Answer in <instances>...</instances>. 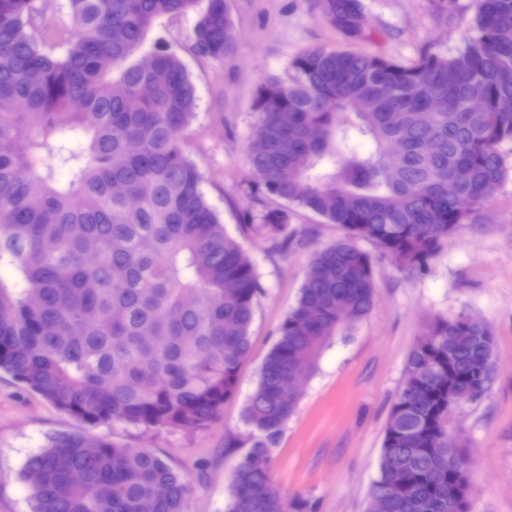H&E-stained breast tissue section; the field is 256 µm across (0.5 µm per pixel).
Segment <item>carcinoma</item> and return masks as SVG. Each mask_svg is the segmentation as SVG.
I'll list each match as a JSON object with an SVG mask.
<instances>
[{
  "mask_svg": "<svg viewBox=\"0 0 512 512\" xmlns=\"http://www.w3.org/2000/svg\"><path fill=\"white\" fill-rule=\"evenodd\" d=\"M69 0L59 56L33 34L36 0H0V372L89 425L204 428L237 391L261 283L202 191L181 132L197 98L170 48H145L155 19L197 13L196 55L221 60L224 0ZM362 34L359 0H320ZM476 37L452 58L405 65L307 50L267 80L248 162L259 189L345 231L314 251L295 307L244 410L249 449L229 512H315L272 479L271 448L295 412L290 374L309 375L376 294L363 239L423 274L506 175L512 141V0H476ZM355 127L372 143L344 145ZM327 169L312 174L322 159ZM67 170V180L58 178ZM285 209L241 231L299 246ZM496 373L495 339L461 313L426 326L384 431L368 512H469V459L448 437V402L475 400ZM33 512H188L189 483L147 448L62 433L29 457Z\"/></svg>",
  "mask_w": 512,
  "mask_h": 512,
  "instance_id": "cac0c4a2",
  "label": "carcinoma"
}]
</instances>
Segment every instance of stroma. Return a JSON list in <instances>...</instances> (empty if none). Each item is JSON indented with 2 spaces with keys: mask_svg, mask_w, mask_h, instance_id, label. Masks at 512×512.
Listing matches in <instances>:
<instances>
[{
  "mask_svg": "<svg viewBox=\"0 0 512 512\" xmlns=\"http://www.w3.org/2000/svg\"><path fill=\"white\" fill-rule=\"evenodd\" d=\"M360 3L366 37L357 41L325 19L319 0H225L235 38L220 60L194 54L195 13L154 21L147 43L174 49L196 90L197 109L182 140L202 175L205 196L264 286L250 328L251 350L242 361L235 396L200 430L144 431L118 422L89 426L0 372V512H32L23 467L62 432L150 449L189 480V512H227L231 476L249 433L243 411L263 360L299 299L313 252L344 235L339 226L294 204L291 228L310 234L303 246L276 255L242 234L241 210L259 215L268 207L257 194L246 153L259 87L283 76L297 55L313 47L359 50L409 64L427 52L455 57L475 35V0ZM70 24L69 0H45L34 34L57 55ZM500 153L505 179L425 274L400 271L374 244L359 241L374 260L375 304L351 331L328 340L303 382L296 411L272 450V478L284 494L304 496L316 512H367L408 354L432 319L466 313L495 335L496 377L484 397L455 408L448 433L470 451V512H512V142L503 143Z\"/></svg>",
  "mask_w": 512,
  "mask_h": 512,
  "instance_id": "35a3bbf8",
  "label": "stroma"
}]
</instances>
